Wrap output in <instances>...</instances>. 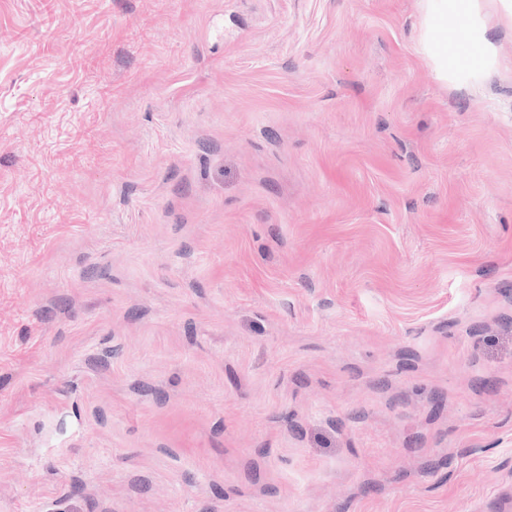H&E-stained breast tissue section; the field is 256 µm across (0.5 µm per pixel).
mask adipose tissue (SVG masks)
I'll return each mask as SVG.
<instances>
[{"instance_id":"adipose-tissue-1","label":"adipose tissue","mask_w":512,"mask_h":512,"mask_svg":"<svg viewBox=\"0 0 512 512\" xmlns=\"http://www.w3.org/2000/svg\"><path fill=\"white\" fill-rule=\"evenodd\" d=\"M419 8L424 17L419 49L443 82L477 93L489 75L504 68L477 0H419ZM439 30L459 32L461 49L439 41Z\"/></svg>"}]
</instances>
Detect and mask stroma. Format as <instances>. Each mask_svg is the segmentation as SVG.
Returning a JSON list of instances; mask_svg holds the SVG:
<instances>
[{
    "label": "stroma",
    "instance_id": "1",
    "mask_svg": "<svg viewBox=\"0 0 512 512\" xmlns=\"http://www.w3.org/2000/svg\"><path fill=\"white\" fill-rule=\"evenodd\" d=\"M418 0H0V512H512V70ZM425 31L419 49L439 79L470 93H478L487 78L510 63L502 60L496 45L487 36V21L481 15L478 0H418ZM436 30L460 33V43L469 51L461 53L448 47L433 33Z\"/></svg>",
    "mask_w": 512,
    "mask_h": 512
}]
</instances>
